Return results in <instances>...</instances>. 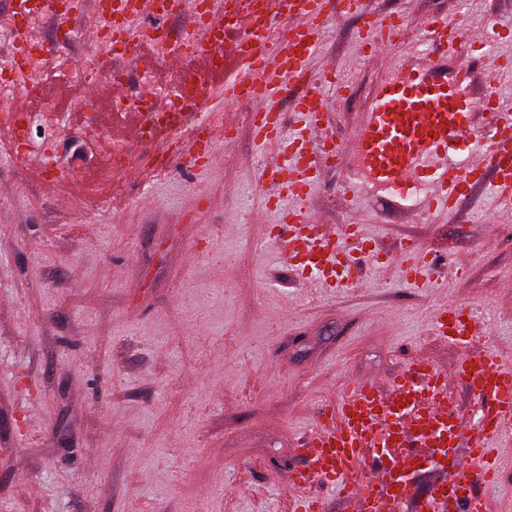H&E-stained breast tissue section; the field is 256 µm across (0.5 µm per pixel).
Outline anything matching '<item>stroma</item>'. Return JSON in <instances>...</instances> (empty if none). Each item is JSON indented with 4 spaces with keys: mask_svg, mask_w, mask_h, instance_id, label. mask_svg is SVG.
Here are the masks:
<instances>
[{
    "mask_svg": "<svg viewBox=\"0 0 512 512\" xmlns=\"http://www.w3.org/2000/svg\"><path fill=\"white\" fill-rule=\"evenodd\" d=\"M364 3L400 16L402 37L362 57L357 20L328 21L311 76L349 81L341 98L324 88L343 158L304 206L390 250L422 242L440 268L430 287L406 286L395 265L367 266L338 294L296 277L274 238L293 202L268 203L261 174L276 151L252 139L259 102L207 113L236 127L209 166L150 172L148 149L134 146L138 113L113 111L111 83L81 76L97 0H83L74 39L43 63V97L16 93L34 147L19 153L0 128V512H285L298 440L343 380L386 385L415 356L454 365L456 348L431 333L443 298L478 313V348L512 352V218L488 222L482 194L428 214L385 192H344L361 116L406 51L434 57L476 99L491 61H512L503 40L458 70L454 54H431L424 18L468 34L512 26V0ZM126 69L130 102L177 83L157 50ZM45 139L66 179L44 176ZM123 149L125 168L111 167Z\"/></svg>",
    "mask_w": 512,
    "mask_h": 512,
    "instance_id": "1",
    "label": "stroma"
}]
</instances>
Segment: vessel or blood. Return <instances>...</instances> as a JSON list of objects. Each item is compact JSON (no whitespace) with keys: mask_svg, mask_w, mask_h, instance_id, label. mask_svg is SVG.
I'll list each match as a JSON object with an SVG mask.
<instances>
[{"mask_svg":"<svg viewBox=\"0 0 512 512\" xmlns=\"http://www.w3.org/2000/svg\"><path fill=\"white\" fill-rule=\"evenodd\" d=\"M258 21L215 37L223 17L208 14L197 21L201 68L188 67L176 93L189 109L200 104L199 90L211 77H222L225 102H262L251 129L263 147L279 149L270 181L288 198L305 200L321 180L322 166L337 163V149L317 141L324 84L337 92L347 85L329 72L323 81L310 78L315 55L328 20L358 18L357 49L362 55L393 47L402 21L362 8L360 0H246ZM423 28L432 43L459 45L462 51L499 40L500 30L481 29L459 40L458 27L446 19L428 18ZM298 91L299 126L287 131L283 91ZM493 115L486 137L472 133V103L454 80L439 75L432 64L399 67L376 87L373 100L354 133L356 150L347 188L353 195L367 190L404 192L414 183L427 185L419 199L425 211H453L459 200L490 190L498 212L512 213V100L489 88L483 99ZM211 128L202 125L189 140H175L176 156H190L207 166ZM470 140L476 162L455 156L456 144ZM350 241L342 246L320 230L302 208L284 214L278 236L286 257L305 279L344 291L357 280L362 254L377 255L359 225H345ZM404 280L419 286L433 268L418 242L406 241L398 252ZM468 306L443 301L434 309L433 335L461 349L455 367L441 372L426 359L410 360L389 387L374 381H348L340 388L334 411L324 414L303 436L299 453L304 466L288 477L293 489L289 512H323L308 487L320 480L357 504L360 512H384L404 504L409 486L401 474L429 463L441 477L428 491L429 512H488L484 493L490 482L488 457L494 440L512 432V359L490 349H474L485 335ZM458 383L484 399L472 424L448 400L449 383Z\"/></svg>","mask_w":512,"mask_h":512,"instance_id":"1","label":"vessel or blood"}]
</instances>
